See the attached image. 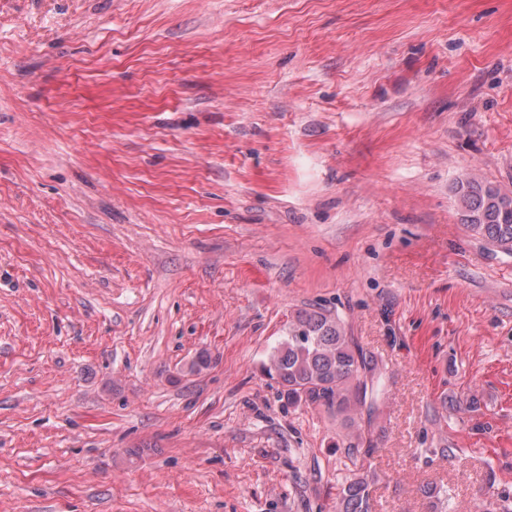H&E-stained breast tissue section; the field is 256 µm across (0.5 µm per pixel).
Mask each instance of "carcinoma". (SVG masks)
<instances>
[{"mask_svg":"<svg viewBox=\"0 0 512 512\" xmlns=\"http://www.w3.org/2000/svg\"><path fill=\"white\" fill-rule=\"evenodd\" d=\"M454 192L460 222L493 248L512 255V196L474 178L459 180ZM264 369L288 404L323 407L347 421L355 439L347 454L357 461L360 445L371 443L381 372L339 314L321 307L298 310L284 339L268 352ZM336 500L337 512H370L367 476L355 475L341 484Z\"/></svg>","mask_w":512,"mask_h":512,"instance_id":"cac0c4a2","label":"carcinoma"}]
</instances>
